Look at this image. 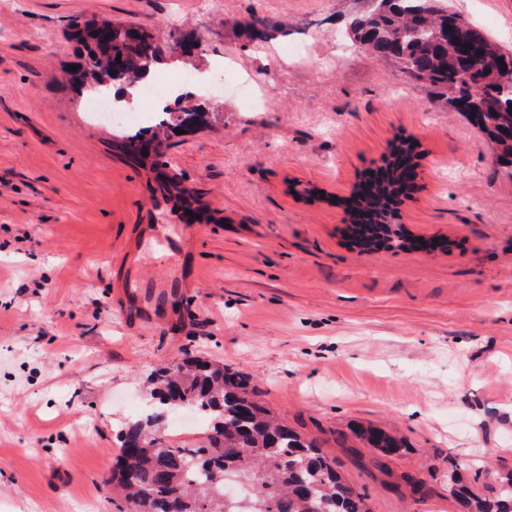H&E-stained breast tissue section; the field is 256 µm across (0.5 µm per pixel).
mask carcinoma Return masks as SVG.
Segmentation results:
<instances>
[{"label": "carcinoma", "instance_id": "obj_1", "mask_svg": "<svg viewBox=\"0 0 512 512\" xmlns=\"http://www.w3.org/2000/svg\"><path fill=\"white\" fill-rule=\"evenodd\" d=\"M438 2L377 0L352 18L349 39L465 115L498 158L512 164V140L497 138L499 128L512 124V77L503 78L496 66V58L512 55V50L499 47L482 31L478 49H467L472 42L468 35L476 29ZM451 17L460 25L456 42L448 40L443 28L444 19ZM76 37L84 43V53L70 81L89 94L117 87L131 96L143 76L163 61L155 36L137 27L113 22L105 37L90 25ZM117 58L121 63L116 70ZM189 97L181 93L173 104H161L155 123L147 128L112 134V147L137 161L160 156L169 133L204 121L206 113L186 111ZM418 157L413 140L395 139L382 165L367 170L363 179L382 170L386 177L344 199L350 218L364 212L373 220L347 225L352 249H414L415 239L391 220L416 188ZM147 382L152 411L116 434L119 452L112 469L120 497L133 502L135 512H367L366 495L340 475L336 458L276 419L258 402L255 385L244 373L185 358L152 370ZM187 408L205 411L209 425L201 445L175 447L165 440L166 421ZM361 436L382 457L401 448L397 439L377 429H365ZM489 478L486 470L473 472L467 482L455 472L448 475V494L458 512H512V474L497 479L495 493L477 494L474 485Z\"/></svg>", "mask_w": 512, "mask_h": 512}]
</instances>
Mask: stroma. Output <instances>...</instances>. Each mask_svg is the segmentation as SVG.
<instances>
[{
	"label": "stroma",
	"mask_w": 512,
	"mask_h": 512,
	"mask_svg": "<svg viewBox=\"0 0 512 512\" xmlns=\"http://www.w3.org/2000/svg\"><path fill=\"white\" fill-rule=\"evenodd\" d=\"M447 4L512 47V0ZM360 9L0 0V512H117L113 436L145 406L151 370L186 357L248 375L369 512H457L450 469L512 471V168L394 65L357 50L337 61ZM255 15L271 27L253 30ZM100 19L191 50L208 117L164 156L192 198L162 188V165L113 149L109 122L62 82L84 51L76 29ZM399 136L420 153L402 223L446 246L352 250L339 201ZM154 228L185 236L183 267L141 251ZM131 254L157 286L194 275L174 303L122 314ZM361 426L402 439L386 469Z\"/></svg>",
	"instance_id": "obj_1"
}]
</instances>
